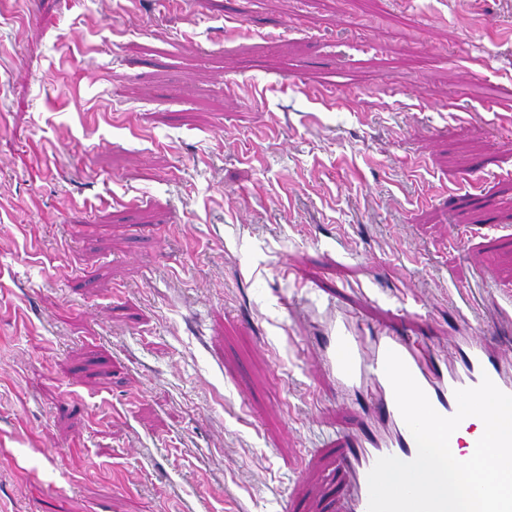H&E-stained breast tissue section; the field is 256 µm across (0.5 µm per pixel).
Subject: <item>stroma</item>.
Here are the masks:
<instances>
[{
  "label": "stroma",
  "mask_w": 512,
  "mask_h": 512,
  "mask_svg": "<svg viewBox=\"0 0 512 512\" xmlns=\"http://www.w3.org/2000/svg\"><path fill=\"white\" fill-rule=\"evenodd\" d=\"M511 299L512 0H0V512H336L327 310Z\"/></svg>",
  "instance_id": "obj_1"
}]
</instances>
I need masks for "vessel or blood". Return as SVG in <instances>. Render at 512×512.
Segmentation results:
<instances>
[{
  "instance_id": "1",
  "label": "vessel or blood",
  "mask_w": 512,
  "mask_h": 512,
  "mask_svg": "<svg viewBox=\"0 0 512 512\" xmlns=\"http://www.w3.org/2000/svg\"><path fill=\"white\" fill-rule=\"evenodd\" d=\"M331 332L321 364L342 388L365 393L373 406L370 416L341 437L343 446L336 453L335 465L347 480L336 492L337 512H368V475L379 458L393 456L408 462L417 455L415 439L384 372L387 351L403 359L432 407L443 416L456 413V390L478 386L485 377L512 394V347L503 344L494 329L451 337L441 355L401 329L370 337L358 322L340 320L332 322ZM481 436L469 417L452 434L449 446L472 448Z\"/></svg>"
}]
</instances>
